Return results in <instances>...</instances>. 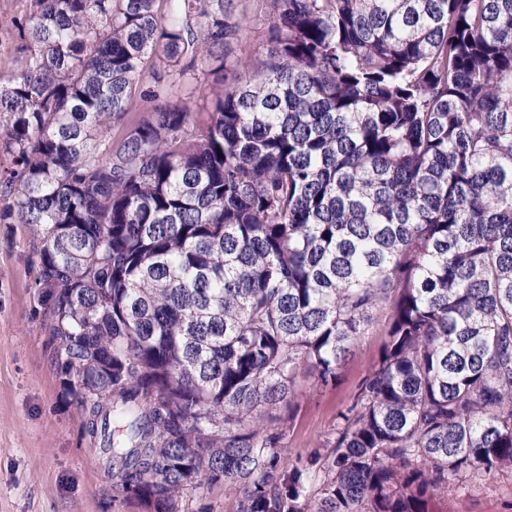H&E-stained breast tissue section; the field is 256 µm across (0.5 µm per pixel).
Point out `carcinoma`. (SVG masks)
<instances>
[{
    "label": "carcinoma",
    "mask_w": 512,
    "mask_h": 512,
    "mask_svg": "<svg viewBox=\"0 0 512 512\" xmlns=\"http://www.w3.org/2000/svg\"><path fill=\"white\" fill-rule=\"evenodd\" d=\"M28 2L0 224L33 235L115 507L438 512L512 479V0H271L231 73L230 0ZM212 84L203 122L169 100ZM384 306L354 402L291 455L306 384ZM266 2L261 0H243L239 2V11L243 8L247 16V26L241 35L242 42L230 40L224 47V66L230 69H251L266 53L265 28L269 21Z\"/></svg>",
    "instance_id": "1"
}]
</instances>
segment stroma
Masks as SVG:
<instances>
[{
    "label": "stroma",
    "instance_id": "stroma-1",
    "mask_svg": "<svg viewBox=\"0 0 512 512\" xmlns=\"http://www.w3.org/2000/svg\"><path fill=\"white\" fill-rule=\"evenodd\" d=\"M241 41L224 48V65L244 70L266 53L269 12L241 0ZM33 237L22 224H0V512H116L112 483L83 418L64 394L46 345L33 281ZM386 339L377 316L348 356L335 385L307 388L287 437L290 454L319 449L379 359ZM448 512H512V482L478 477L449 497Z\"/></svg>",
    "mask_w": 512,
    "mask_h": 512
}]
</instances>
